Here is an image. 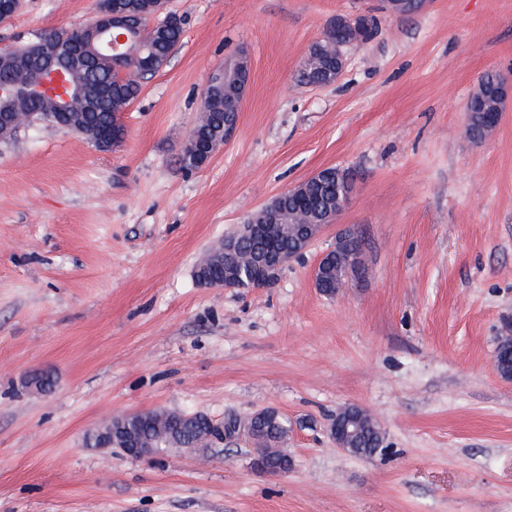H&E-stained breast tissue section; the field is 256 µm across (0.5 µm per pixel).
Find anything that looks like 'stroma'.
I'll return each instance as SVG.
<instances>
[{
  "label": "stroma",
  "instance_id": "stroma-1",
  "mask_svg": "<svg viewBox=\"0 0 512 512\" xmlns=\"http://www.w3.org/2000/svg\"><path fill=\"white\" fill-rule=\"evenodd\" d=\"M98 0H23L0 48L89 20ZM167 0L184 32L144 76L119 147L21 127L0 141V512H512V97L482 142L465 106L481 75L512 83V0ZM376 17L337 82L299 79L337 17ZM246 54L233 137L199 169L182 149L210 73ZM325 167L352 170L368 268L335 296L313 270L328 227L269 288H204L208 249ZM48 368L52 391L26 389ZM367 410L384 452L328 435ZM273 408L294 465L252 445L134 459L87 445L111 415Z\"/></svg>",
  "mask_w": 512,
  "mask_h": 512
}]
</instances>
